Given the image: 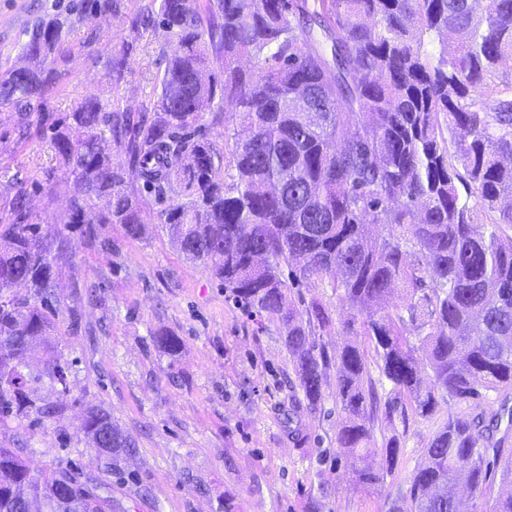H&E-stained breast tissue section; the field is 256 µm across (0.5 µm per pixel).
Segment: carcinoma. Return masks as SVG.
I'll return each mask as SVG.
<instances>
[{
    "mask_svg": "<svg viewBox=\"0 0 512 512\" xmlns=\"http://www.w3.org/2000/svg\"><path fill=\"white\" fill-rule=\"evenodd\" d=\"M161 0L159 18L136 15L172 38L154 117L97 98L61 130L58 154L76 175L72 224H119L145 233L143 211L126 177L161 199L172 178L183 198L157 214L181 254L209 271L248 309L276 319L309 412L323 398L328 353L315 329L331 325L319 300L288 297L292 281H327L355 312L345 329L373 349L393 396L378 400L365 347L336 352L341 425L336 447L357 462V483L374 488L392 476L399 437L386 441L385 466L366 460L377 421L394 425L412 412L436 416L448 397L469 411L438 419L406 488L381 512H458L461 486L484 494L491 461L512 437V409L480 406L487 393H512V0ZM62 23L36 25L24 50L33 65L0 76V107L24 116L42 105L49 79L42 63ZM439 40L437 51L429 50ZM254 59L255 69L238 66ZM215 65L224 75L202 80ZM299 86L307 108L291 105ZM233 105L234 124L224 102ZM224 126V149L200 135ZM110 132L128 168L102 153ZM108 199L105 214L93 200ZM421 254L423 260L414 258ZM68 261L23 214L0 234V417L53 419L30 384L67 387V362L28 360L52 347L53 288ZM30 290L19 295L14 288ZM169 354L181 340L153 334ZM426 361L423 377L420 360ZM112 426V468L133 440L94 408L86 435ZM511 492L488 496V512H512ZM69 487L67 497L51 491ZM69 469H30L15 448H0V512H106L109 500Z\"/></svg>",
    "mask_w": 512,
    "mask_h": 512,
    "instance_id": "obj_1",
    "label": "carcinoma"
}]
</instances>
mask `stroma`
Masks as SVG:
<instances>
[{"instance_id": "obj_1", "label": "stroma", "mask_w": 512, "mask_h": 512, "mask_svg": "<svg viewBox=\"0 0 512 512\" xmlns=\"http://www.w3.org/2000/svg\"><path fill=\"white\" fill-rule=\"evenodd\" d=\"M160 3L121 0L106 18L85 0H0V74L25 65L35 22H61L64 50L41 111L24 118L0 111V230L14 219L17 180L26 179L29 223L63 240L70 256L58 271L52 318L56 353L70 364L68 386L45 379L34 387L60 417L0 419V448L19 449L36 471L72 468L96 478L112 512H380L387 493L406 486L433 420L410 417L393 477L364 489L353 458L336 446L335 373L309 413L292 387L277 321L248 312L210 272L183 259L157 220L153 195L137 193L148 226L139 239L117 224L67 223L75 178L55 151L52 127L88 96L132 113L156 98L165 37L158 28L131 29L129 20L158 12ZM120 55L117 81L111 63ZM289 297L329 307L332 325L315 332L329 353L352 340L342 328L352 312L327 282L304 280ZM160 330L181 338L176 356L153 345ZM89 407L109 412L136 443L118 470L103 471L81 430Z\"/></svg>"}]
</instances>
